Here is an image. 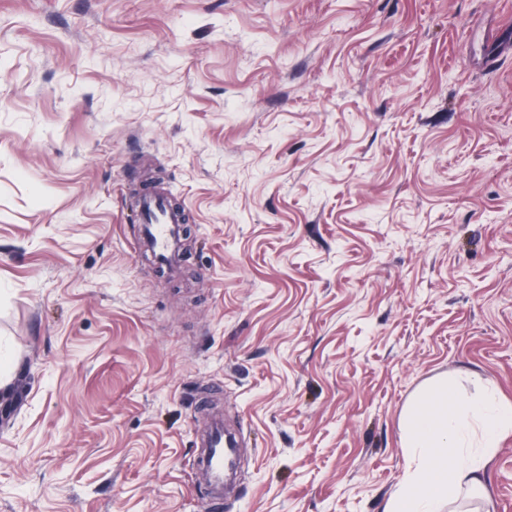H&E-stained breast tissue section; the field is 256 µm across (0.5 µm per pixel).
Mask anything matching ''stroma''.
Returning a JSON list of instances; mask_svg holds the SVG:
<instances>
[{
	"instance_id": "1",
	"label": "stroma",
	"mask_w": 512,
	"mask_h": 512,
	"mask_svg": "<svg viewBox=\"0 0 512 512\" xmlns=\"http://www.w3.org/2000/svg\"><path fill=\"white\" fill-rule=\"evenodd\" d=\"M0 366V512H385L425 384L512 403V0H0ZM139 208L143 221L141 243L162 266L175 271L181 254L182 216L168 210L158 193L141 196ZM203 448L198 460H195L202 471L209 477L210 493L215 497L224 495V467L232 459L235 440L224 434V422L213 419L208 431L200 444Z\"/></svg>"
}]
</instances>
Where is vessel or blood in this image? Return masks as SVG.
I'll return each mask as SVG.
<instances>
[{"label": "vessel or blood", "mask_w": 512, "mask_h": 512, "mask_svg": "<svg viewBox=\"0 0 512 512\" xmlns=\"http://www.w3.org/2000/svg\"><path fill=\"white\" fill-rule=\"evenodd\" d=\"M139 208L142 216L141 242L154 258L169 270H176L181 254L182 217L167 209L160 194L141 196ZM198 467L209 477L210 492L214 496L224 493V467L234 453L235 441L225 435L222 420H212L201 443Z\"/></svg>", "instance_id": "1"}]
</instances>
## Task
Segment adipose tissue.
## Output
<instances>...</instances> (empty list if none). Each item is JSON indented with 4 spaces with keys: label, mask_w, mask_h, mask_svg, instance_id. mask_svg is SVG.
<instances>
[{
    "label": "adipose tissue",
    "mask_w": 512,
    "mask_h": 512,
    "mask_svg": "<svg viewBox=\"0 0 512 512\" xmlns=\"http://www.w3.org/2000/svg\"><path fill=\"white\" fill-rule=\"evenodd\" d=\"M400 429L413 468L386 512H442L462 488L479 485L487 457L512 429V405L459 400L455 382L444 378L405 407Z\"/></svg>",
    "instance_id": "1"
}]
</instances>
